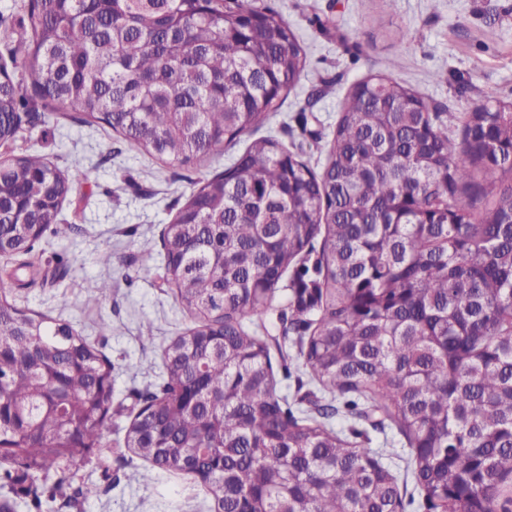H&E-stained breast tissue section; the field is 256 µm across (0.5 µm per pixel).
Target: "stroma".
<instances>
[{
  "mask_svg": "<svg viewBox=\"0 0 512 512\" xmlns=\"http://www.w3.org/2000/svg\"><path fill=\"white\" fill-rule=\"evenodd\" d=\"M271 5L301 37L308 57L305 77L261 132L300 153L314 168L325 162L324 146L349 89L376 72L406 83L429 104L468 111L479 99L512 102V0H257ZM244 143L214 154L201 167L164 165L100 126L69 120L63 109L27 127L15 153L46 155L62 169L79 165L89 179L65 203L62 217L74 224L68 238L44 247L45 259L63 255L64 276L27 290L35 310H54L84 335L98 337L114 365L112 430L104 438L113 482L101 478L96 461L76 460L77 481L97 484L99 496L81 512H209L211 499L193 481L162 476L152 484L144 467L120 456L124 429L135 405L130 392L156 381L161 349L191 323L164 288L145 253L159 254L161 234L199 180L224 171ZM111 252V266L98 258ZM106 278L111 294L86 302L88 281ZM111 330L99 336L98 324Z\"/></svg>",
  "mask_w": 512,
  "mask_h": 512,
  "instance_id": "35a3bbf8",
  "label": "stroma"
}]
</instances>
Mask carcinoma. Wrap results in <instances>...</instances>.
<instances>
[{
	"mask_svg": "<svg viewBox=\"0 0 512 512\" xmlns=\"http://www.w3.org/2000/svg\"><path fill=\"white\" fill-rule=\"evenodd\" d=\"M256 0H30L12 51L44 106L104 124L193 168L251 136L306 73L303 43ZM39 119L0 65V146ZM315 171L273 136L200 182L163 232L162 284L192 323L136 390L124 448L142 479L184 477L212 512H495L512 488V112L430 108L377 72L345 96ZM45 156L0 157V281L43 286L34 261L73 186ZM279 313L303 374L290 398ZM88 285L87 303L111 292ZM0 289V512L98 496L74 459L106 451L112 361L74 324ZM341 415L346 425L329 419ZM382 436L371 443L364 424ZM403 441L405 469L386 450ZM52 485H47L50 476ZM412 482L404 498L400 484Z\"/></svg>",
	"mask_w": 512,
	"mask_h": 512,
	"instance_id": "1",
	"label": "carcinoma"
}]
</instances>
